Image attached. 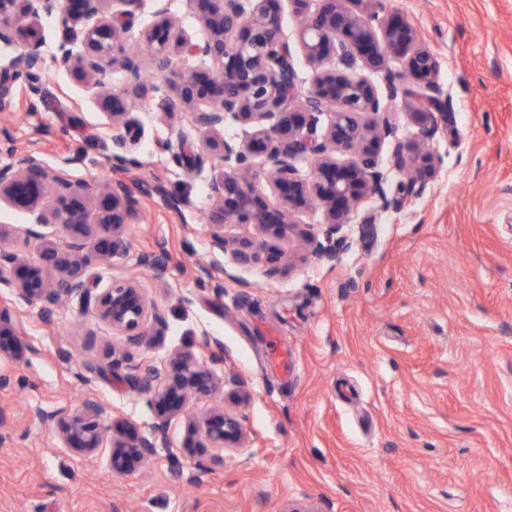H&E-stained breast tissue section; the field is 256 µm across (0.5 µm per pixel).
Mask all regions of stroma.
<instances>
[{"label": "stroma", "instance_id": "stroma-1", "mask_svg": "<svg viewBox=\"0 0 512 512\" xmlns=\"http://www.w3.org/2000/svg\"><path fill=\"white\" fill-rule=\"evenodd\" d=\"M382 4L419 28L450 96L430 191L397 212L363 204L336 235L333 265L305 246L321 211L296 207L295 227L273 241L290 267L270 282L210 250L218 162L191 115L165 118L177 72L127 99L126 151L139 162L129 249L84 276L102 287L137 278L159 321L136 348L77 303L17 306L24 354L0 357V512H281L289 499L321 512H512V0ZM40 37L41 94L16 90L0 129L73 179L109 180V121L94 90L56 66L53 19ZM158 181L180 210L146 193ZM34 221L0 208V241L34 257ZM150 253L166 256L162 270L141 265ZM202 265L223 270L221 295L199 283ZM206 336L224 346L217 372L251 397L247 447H187L180 423L120 477L107 452L62 448L43 421L92 392L105 422L149 433L157 407L113 356L162 359Z\"/></svg>", "mask_w": 512, "mask_h": 512}]
</instances>
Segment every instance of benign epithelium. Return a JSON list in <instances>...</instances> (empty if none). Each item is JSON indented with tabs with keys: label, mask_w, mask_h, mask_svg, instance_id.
I'll list each match as a JSON object with an SVG mask.
<instances>
[{
	"label": "benign epithelium",
	"mask_w": 512,
	"mask_h": 512,
	"mask_svg": "<svg viewBox=\"0 0 512 512\" xmlns=\"http://www.w3.org/2000/svg\"><path fill=\"white\" fill-rule=\"evenodd\" d=\"M203 5L201 23L206 36L194 42L171 15L166 0H156V22L140 33L142 49L127 48L123 34L139 0H0V43L15 47L0 72V112L13 107V88L20 84L37 97L42 87L45 58L39 31L42 18L52 17L63 37L53 54L57 66L95 90L96 102L124 142L132 126L124 98L138 95L147 71L168 72L183 57L212 63L215 76L204 80L182 68L168 85L173 118L190 112L209 150L227 170L209 182L210 247L232 250L235 265L263 268L268 280L284 274L286 263L264 241L242 237L230 246L226 224H250L264 235L278 236L295 224L293 207L313 204L323 213V237H306L307 248L334 264L336 233L351 215L372 201L381 210L397 209L425 194L437 171L438 158L428 150L444 133L438 115L449 111V96L437 81V55L420 39L417 28L401 17L379 14L370 0H289L300 18L296 43L311 68L309 87L302 90L293 49L284 34L275 0H197ZM336 68H323L327 56ZM360 68L378 76L380 85L357 74ZM126 75V85L112 89V73ZM409 98L421 100L415 113L418 131L407 144L396 142L386 163L377 146L397 138L388 112ZM331 119L317 133L319 117ZM243 126V137L227 139L224 125ZM10 162L0 167V206L36 214L37 227L27 230L39 242L37 258L29 260L0 243V288L14 303L78 301L134 345L149 341L157 320L154 304L134 278L111 281L97 288L83 277L84 268L99 256L122 258L128 249L125 224L132 211V184L113 179L104 185L73 180L47 167L39 152L19 149L0 139ZM264 154L261 169L254 155ZM349 155L343 167L336 153ZM310 162V175L298 163ZM399 175L394 194L386 191L391 175ZM263 177L274 202L256 187ZM59 224L64 235L53 240L39 228ZM24 344L17 334L13 308L0 306V356L19 359ZM208 361H203L201 353ZM224 361V346L205 336L197 348L172 352L164 361L128 364L127 380L142 387L161 404L151 431L127 435L121 427L102 424L104 402L85 396L77 408L46 415L58 429L62 447L84 456L109 452L116 475H126L156 454L173 425L186 420L201 446L222 452L245 448L249 442L241 411L250 395L237 379L216 374L208 364ZM223 393L235 411L212 407L200 419L190 417L193 398Z\"/></svg>",
	"instance_id": "obj_1"
}]
</instances>
